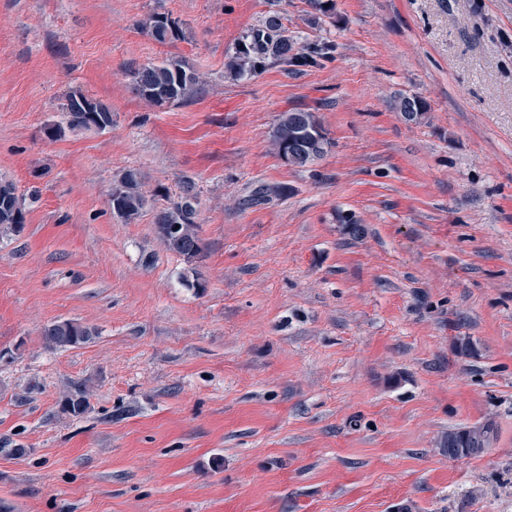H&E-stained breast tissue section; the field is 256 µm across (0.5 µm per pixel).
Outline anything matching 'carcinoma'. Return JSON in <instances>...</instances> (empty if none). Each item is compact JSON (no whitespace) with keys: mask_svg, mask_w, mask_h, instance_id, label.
Listing matches in <instances>:
<instances>
[{"mask_svg":"<svg viewBox=\"0 0 512 512\" xmlns=\"http://www.w3.org/2000/svg\"><path fill=\"white\" fill-rule=\"evenodd\" d=\"M312 9L309 23L317 25L321 17L335 11L334 0H308ZM285 17L278 11L268 12L260 25L247 33L236 44L227 64L230 77L235 80L250 79L259 75L268 59L291 68L317 67L332 58L334 46L317 41H299L288 34ZM143 29L154 41L165 44L181 36L178 22L163 15L153 14ZM135 93L155 107H168L188 102L198 93L200 76L176 58L158 63H148L130 71ZM395 109L408 122L421 121L430 110L426 99L417 95H402L395 102ZM66 126H50L56 137L70 130H107L112 127V108L103 101L72 91L63 105ZM323 127L315 113L308 108H292L280 113L271 135V145L278 156L288 155V164L305 167L315 163L325 153L328 138L320 135ZM288 194V187L281 184H258L246 198L239 202L243 207L268 204ZM198 192L191 179L181 184L177 199L154 208L155 232L167 251L191 263L203 250L198 234ZM112 214L130 222L146 210L149 199L142 188L140 175L135 169L125 170L112 185L109 196ZM25 199L18 194L14 184L0 179V226L16 228L24 223ZM42 336L52 349H69L92 339L94 331L74 320L55 321L44 327ZM90 387L78 384L64 403V410L72 416L83 414L89 405ZM490 425L459 428L448 432V459L458 461L481 453L491 442Z\"/></svg>","mask_w":512,"mask_h":512,"instance_id":"cac0c4a2","label":"carcinoma"}]
</instances>
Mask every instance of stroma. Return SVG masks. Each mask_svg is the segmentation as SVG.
Segmentation results:
<instances>
[{
    "mask_svg": "<svg viewBox=\"0 0 512 512\" xmlns=\"http://www.w3.org/2000/svg\"><path fill=\"white\" fill-rule=\"evenodd\" d=\"M335 4L311 27L306 0H0V179L27 198L0 231V512H512V0ZM273 9L332 59L229 78ZM169 57L202 85L158 108L129 72ZM74 90L111 129L46 135ZM296 107L330 140L307 167L271 147ZM129 168L151 208L127 224ZM186 177L192 264L152 213ZM260 182L293 192L240 207ZM58 319L96 334L50 349ZM485 423L480 455L444 454ZM143 29L154 41L165 44L177 40L181 36V28L176 20L164 14H152L143 23ZM395 109L401 112L402 117L408 122L421 121L430 110L426 99L417 95H402L395 102ZM112 214L125 222H130L146 210L149 199L142 188L137 170H125L112 185L109 196ZM89 391L90 387H88L86 382L79 383L74 388V391L66 397L64 410L72 416L83 414L89 405ZM493 429L490 425H478L449 431L446 443L448 458L458 461L478 455L491 442Z\"/></svg>",
    "mask_w": 512,
    "mask_h": 512,
    "instance_id": "obj_1",
    "label": "stroma"
}]
</instances>
